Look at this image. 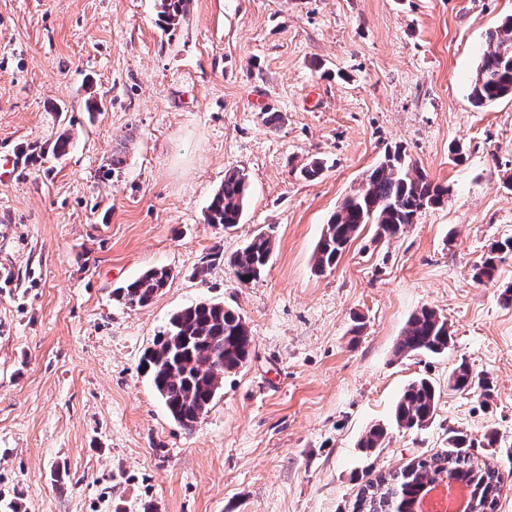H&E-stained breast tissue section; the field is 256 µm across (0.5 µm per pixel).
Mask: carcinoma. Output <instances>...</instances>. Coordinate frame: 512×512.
<instances>
[{"label":"carcinoma","instance_id":"obj_1","mask_svg":"<svg viewBox=\"0 0 512 512\" xmlns=\"http://www.w3.org/2000/svg\"><path fill=\"white\" fill-rule=\"evenodd\" d=\"M190 0H158V17L165 30L173 31L187 13ZM512 97V18L490 35L485 51L470 82L469 98L475 108H484ZM248 176L229 170L207 207V223L229 229L240 223L249 196ZM450 187L435 182L396 148L372 168L364 187L348 197L332 215L314 253L315 268L324 273L336 267L347 245L366 224L377 225L381 236L394 237L415 223L422 211L445 205ZM272 236L258 234L227 259L233 276L241 283L257 282L266 270L273 251ZM512 252V239L497 241L473 268V279L488 283L495 279L502 255ZM171 278L164 267H153L116 289L129 308L149 305ZM451 340L446 319L431 308H422L408 320L397 343V352L408 355H441ZM253 340L245 321L222 303L201 301L175 312L167 326L154 338L153 348L143 357V367L172 419L190 430L207 412L223 386L224 374L249 360ZM454 390L474 388V376L460 362L448 377ZM436 387L426 378L410 382L394 408L396 425L405 430L427 426L437 410ZM387 429L372 426L359 447L371 454L384 447ZM448 453L422 457L408 467L380 474L361 489L357 512H415L424 485L444 472L479 492L482 512H495L502 474L474 462L472 441L455 432L448 437Z\"/></svg>","mask_w":512,"mask_h":512}]
</instances>
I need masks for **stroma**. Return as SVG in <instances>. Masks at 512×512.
Segmentation results:
<instances>
[{
    "label": "stroma",
    "instance_id": "1",
    "mask_svg": "<svg viewBox=\"0 0 512 512\" xmlns=\"http://www.w3.org/2000/svg\"><path fill=\"white\" fill-rule=\"evenodd\" d=\"M157 11L0 0V155L17 159L0 176V512H352L377 474L492 430L474 455L506 473L512 512V254L473 279L512 237V97L469 100L512 0H191L172 32ZM397 146L447 204L392 238L365 225L317 273L329 218ZM230 169L251 191L225 231L205 215ZM267 231L263 277L239 284L224 257ZM151 267L166 288L128 308L115 288ZM203 300L240 314L253 352L188 431L140 363ZM424 307L447 353L398 354ZM462 362L489 395L449 389ZM419 377L437 412L405 431L394 407ZM377 424L387 445L364 456ZM512 252V239L496 241L490 247L485 258L473 268V279L478 283L492 282L498 271V264L501 262L502 254Z\"/></svg>",
    "mask_w": 512,
    "mask_h": 512
}]
</instances>
